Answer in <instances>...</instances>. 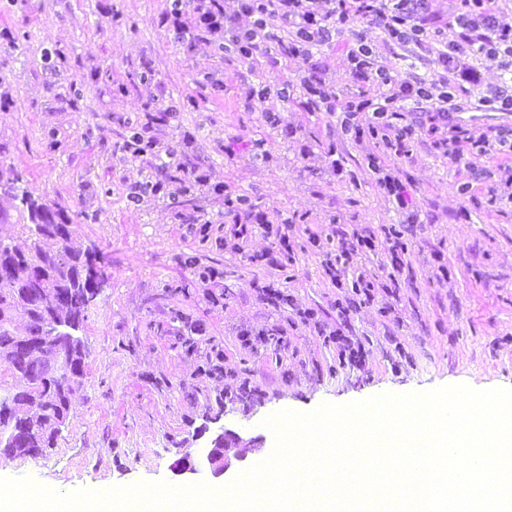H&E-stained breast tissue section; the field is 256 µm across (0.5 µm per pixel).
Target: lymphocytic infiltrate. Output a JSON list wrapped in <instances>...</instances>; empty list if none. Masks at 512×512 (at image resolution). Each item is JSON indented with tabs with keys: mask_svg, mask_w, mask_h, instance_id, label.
Segmentation results:
<instances>
[{
	"mask_svg": "<svg viewBox=\"0 0 512 512\" xmlns=\"http://www.w3.org/2000/svg\"><path fill=\"white\" fill-rule=\"evenodd\" d=\"M236 11L254 18L252 28L232 40L231 49L242 60L254 59L273 40L272 22L287 28L288 41L280 49L286 56L304 58L301 87L306 106L315 108L330 101L329 79L311 49L326 42L331 28L364 20L382 30L385 42L424 48L433 26L428 0H170L167 18L175 33L189 41L199 32L223 34ZM482 56L504 59L512 67V14L498 11L491 0H460L458 14L448 26L446 48L435 60L443 73L453 74L452 91H438L436 84L415 78L393 86L380 102L354 95L340 107L343 132L358 142L381 139L391 152L402 153L412 133L411 125L404 122L405 104L430 102L431 120L448 127L445 145L450 158L458 161L467 154L493 152L492 140L452 120L453 113L462 109L455 91H478L481 85L474 60Z\"/></svg>",
	"mask_w": 512,
	"mask_h": 512,
	"instance_id": "lymphocytic-infiltrate-1",
	"label": "lymphocytic infiltrate"
}]
</instances>
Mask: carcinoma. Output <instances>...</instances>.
<instances>
[{
	"mask_svg": "<svg viewBox=\"0 0 512 512\" xmlns=\"http://www.w3.org/2000/svg\"><path fill=\"white\" fill-rule=\"evenodd\" d=\"M19 179L13 192L23 242L0 240V359L14 382L0 383V451L37 457L57 445L66 426L74 387L84 372V330L89 306L105 283L104 260L70 245L71 229L38 202ZM25 318L18 330L16 316ZM63 363L51 369L46 357Z\"/></svg>",
	"mask_w": 512,
	"mask_h": 512,
	"instance_id": "obj_1",
	"label": "carcinoma"
}]
</instances>
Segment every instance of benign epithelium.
<instances>
[{
    "label": "benign epithelium",
    "instance_id": "benign-epithelium-1",
    "mask_svg": "<svg viewBox=\"0 0 512 512\" xmlns=\"http://www.w3.org/2000/svg\"><path fill=\"white\" fill-rule=\"evenodd\" d=\"M263 441L262 436L246 438L235 430L222 427L210 439L205 454L196 462L180 464L177 472L192 476L205 473L211 481L221 483L230 470L246 461L251 449Z\"/></svg>",
    "mask_w": 512,
    "mask_h": 512
}]
</instances>
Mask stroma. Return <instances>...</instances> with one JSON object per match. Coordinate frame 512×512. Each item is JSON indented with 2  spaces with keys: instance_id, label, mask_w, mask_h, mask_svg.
I'll return each mask as SVG.
<instances>
[{
  "instance_id": "obj_1",
  "label": "stroma",
  "mask_w": 512,
  "mask_h": 512,
  "mask_svg": "<svg viewBox=\"0 0 512 512\" xmlns=\"http://www.w3.org/2000/svg\"><path fill=\"white\" fill-rule=\"evenodd\" d=\"M166 8L0 0V176H20L35 198L53 201L74 246L103 257L107 273L57 446L36 458L0 453V476L61 492L179 484L176 463L197 459L222 426L264 435L267 456L264 421L280 410L447 384L512 389V153L451 162L437 146L445 130L416 112L407 154L356 143L339 112L304 107L302 59L249 64L205 32L179 41ZM361 41L378 45L383 34L356 21L319 50L337 101L358 92L347 48ZM381 61L396 84L437 70L416 48L383 51ZM266 107L278 125L267 124ZM133 128L166 155L123 152ZM373 157L405 186L408 208L380 188ZM159 180L163 197L129 200L131 187ZM464 182L473 185L465 195ZM239 196L252 218L234 215ZM186 198L223 250L203 249L179 218ZM353 231L374 234L377 246L339 287L326 266L339 233ZM398 242L406 253L396 270ZM191 256L223 277L199 281L184 264ZM360 275L388 291L364 300L349 286ZM267 287L282 294L279 305ZM339 325L363 346L360 364L340 365L326 342ZM244 382L250 392L236 395Z\"/></svg>"
}]
</instances>
